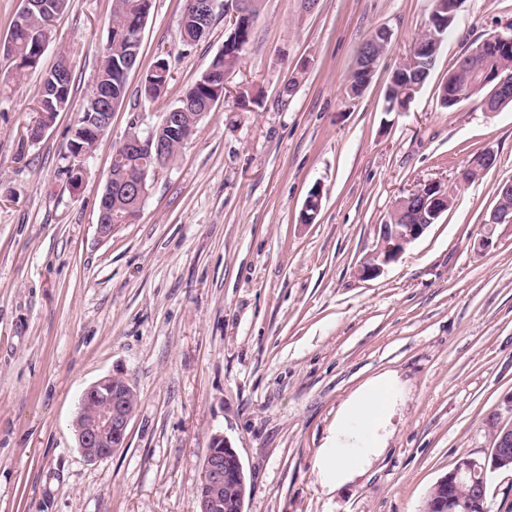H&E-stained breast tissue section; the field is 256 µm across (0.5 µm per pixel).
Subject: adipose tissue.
<instances>
[{
    "label": "adipose tissue",
    "instance_id": "1",
    "mask_svg": "<svg viewBox=\"0 0 512 512\" xmlns=\"http://www.w3.org/2000/svg\"><path fill=\"white\" fill-rule=\"evenodd\" d=\"M398 395L396 380L381 376L344 403L315 460L321 485L341 487L371 465L385 446L386 427Z\"/></svg>",
    "mask_w": 512,
    "mask_h": 512
}]
</instances>
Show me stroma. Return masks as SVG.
Segmentation results:
<instances>
[{"instance_id":"stroma-1","label":"stroma","mask_w":512,"mask_h":512,"mask_svg":"<svg viewBox=\"0 0 512 512\" xmlns=\"http://www.w3.org/2000/svg\"><path fill=\"white\" fill-rule=\"evenodd\" d=\"M184 0H153L138 65L88 169L62 168L107 40L112 0H69L37 68L0 55V512H199L212 435L236 450L244 512H424L433 486L512 419V224L490 223L512 180V108H442L440 84L471 42L512 24V0H464L426 84L386 109L392 72L431 0H261L239 73L132 223L97 230L112 153L156 125L224 47L223 18L182 42ZM391 32L370 85L350 96L361 45ZM164 96L140 87L158 52ZM67 56L68 108L26 126L42 76ZM291 94H283L288 79ZM493 148L479 179L461 173ZM452 207L372 278L358 265L393 201L419 183ZM323 193L301 223L313 187ZM115 372L138 402L124 448L91 463L72 422L81 392ZM395 377L383 453L352 482L314 470L340 406Z\"/></svg>"}]
</instances>
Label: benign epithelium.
Returning a JSON list of instances; mask_svg holds the SVG:
<instances>
[{"label": "benign epithelium", "mask_w": 512, "mask_h": 512, "mask_svg": "<svg viewBox=\"0 0 512 512\" xmlns=\"http://www.w3.org/2000/svg\"><path fill=\"white\" fill-rule=\"evenodd\" d=\"M459 0H448V18L458 10ZM218 6V0H194L193 19L198 31H208ZM446 18V19H448ZM446 19L430 15L426 33L417 40V48L408 60L429 67L434 63L431 50L438 46L446 28ZM224 20L229 32L224 41V52L241 54L249 42L248 11L237 0H224ZM390 42V32L381 28L362 46L356 61V69L366 72V82H371L382 57L380 46ZM512 49V28L507 33H494L471 44L461 57L460 65L481 86H492L491 92L500 95L512 90V74L490 68L488 60L495 54ZM180 116L170 112L161 115L159 123L144 132L132 130L121 143L129 153L152 149L157 158L156 165L146 171L148 177L163 167V157L169 148L168 138L177 130ZM91 152L84 145L73 144L69 151L68 164L86 170ZM120 192L143 204L149 195L147 180L120 187ZM322 202L320 188L308 196L301 210V223H314ZM410 207V217L401 227L378 225L376 248L360 262L358 274L364 278L379 275L383 267L395 261L413 245L444 212L448 211V186L440 181L419 184L409 193L396 198L392 208ZM137 394L128 379L121 373L107 375L88 386L79 398L74 432L78 448L83 457L97 463L112 457L126 444L128 427L134 415ZM493 440L490 453L483 459L463 457L458 460L447 476L432 488L429 499L430 512H489L487 486L490 474L497 471H512V422L493 419L489 422ZM231 483L237 491L239 508H244L247 496L245 473L234 448L221 434L211 437L210 447L203 463L202 484L196 490L199 512H219L224 503V484Z\"/></svg>", "instance_id": "obj_1"}]
</instances>
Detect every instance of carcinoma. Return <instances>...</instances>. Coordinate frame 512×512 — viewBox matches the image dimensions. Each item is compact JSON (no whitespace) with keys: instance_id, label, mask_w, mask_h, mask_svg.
Here are the masks:
<instances>
[{"instance_id":"cac0c4a2","label":"carcinoma","mask_w":512,"mask_h":512,"mask_svg":"<svg viewBox=\"0 0 512 512\" xmlns=\"http://www.w3.org/2000/svg\"><path fill=\"white\" fill-rule=\"evenodd\" d=\"M40 8L33 11H19L12 22L8 36L0 42V53L15 61V75L27 69L36 67L46 47L54 39V21L59 19L68 6V0H37ZM144 0H112V15L109 20L108 39L101 50V60L97 79L87 103L79 113L77 126L93 123L95 114L100 112L101 103L108 98L123 101L126 95V75L137 62L141 42L131 43L126 34H134L132 27L139 23L144 24L142 8ZM244 56L224 57L215 55L209 67L224 69V73L232 76L239 69ZM423 80L422 66L415 68L405 66L395 70L394 86L389 89L386 102H395L398 99L399 89L408 83L419 84ZM63 87L66 95L63 105H68L71 97V71L69 60L62 56L57 64L45 75L41 94L37 100L36 118L34 126L30 129V136L36 137V131L52 126L60 109L55 106L53 96L54 87ZM489 88L478 90L471 96L481 108L492 111L502 110L512 106V93L497 99L489 105L484 101ZM211 101V92L199 84H192L178 100L177 106L184 108V124L192 123L195 115L207 111ZM494 161L477 155L473 159V167L462 174L466 181L476 179L479 172L490 169ZM144 164L141 157L128 156L120 148L116 149L112 157V186L117 187L129 182H137L142 178ZM133 198L116 190L107 196L106 223L110 224L117 216L134 212Z\"/></svg>"}]
</instances>
